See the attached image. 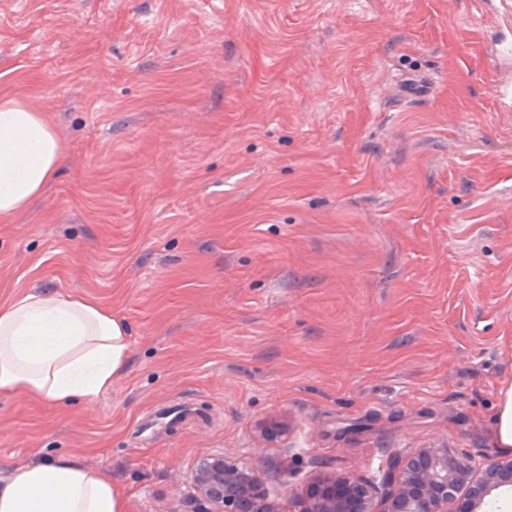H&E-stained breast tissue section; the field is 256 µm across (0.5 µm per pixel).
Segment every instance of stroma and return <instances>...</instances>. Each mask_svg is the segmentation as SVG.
I'll list each match as a JSON object with an SVG mask.
<instances>
[{
	"instance_id": "35a3bbf8",
	"label": "stroma",
	"mask_w": 512,
	"mask_h": 512,
	"mask_svg": "<svg viewBox=\"0 0 512 512\" xmlns=\"http://www.w3.org/2000/svg\"><path fill=\"white\" fill-rule=\"evenodd\" d=\"M506 34L478 0H0V100L63 150L0 218V303L91 297L130 337L96 400L0 397V480L72 460L185 512L225 449L283 505L417 448L497 458Z\"/></svg>"
}]
</instances>
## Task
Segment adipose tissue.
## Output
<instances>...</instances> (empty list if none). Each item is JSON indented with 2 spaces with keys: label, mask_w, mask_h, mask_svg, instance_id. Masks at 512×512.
Returning <instances> with one entry per match:
<instances>
[{
  "label": "adipose tissue",
  "mask_w": 512,
  "mask_h": 512,
  "mask_svg": "<svg viewBox=\"0 0 512 512\" xmlns=\"http://www.w3.org/2000/svg\"><path fill=\"white\" fill-rule=\"evenodd\" d=\"M62 151L42 113L0 102V217L42 196ZM125 323L89 298L30 291L0 304V396L65 405L111 389L128 366ZM0 512H127L111 475L73 461L16 468L0 483Z\"/></svg>",
  "instance_id": "ef3b65f1"
}]
</instances>
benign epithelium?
I'll use <instances>...</instances> for the list:
<instances>
[{"label": "benign epithelium", "mask_w": 512, "mask_h": 512, "mask_svg": "<svg viewBox=\"0 0 512 512\" xmlns=\"http://www.w3.org/2000/svg\"><path fill=\"white\" fill-rule=\"evenodd\" d=\"M188 485L191 512H281L257 471L229 451L197 459ZM498 489H512V457L486 462L418 448L379 477H314L292 512H476Z\"/></svg>", "instance_id": "benign-epithelium-1"}]
</instances>
